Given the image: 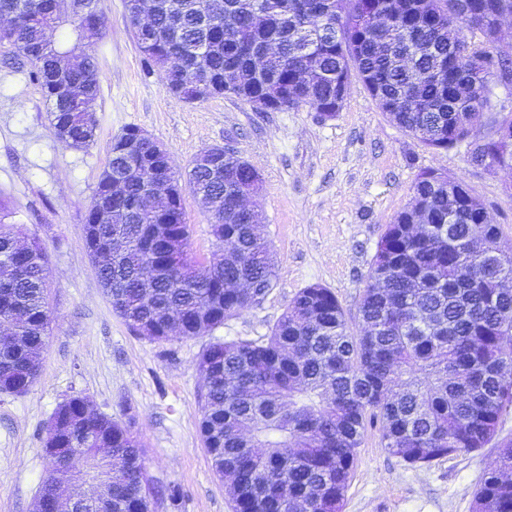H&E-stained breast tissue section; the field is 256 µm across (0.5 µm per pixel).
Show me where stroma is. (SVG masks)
Segmentation results:
<instances>
[{"label": "stroma", "instance_id": "obj_1", "mask_svg": "<svg viewBox=\"0 0 512 512\" xmlns=\"http://www.w3.org/2000/svg\"><path fill=\"white\" fill-rule=\"evenodd\" d=\"M105 36L86 39L101 73L97 130L84 149L55 137L41 88L24 58L0 51V200L24 242L47 255L51 334L40 375L20 396L0 395V512H34L50 461L41 440L54 410L79 394L99 412L131 424L158 489L154 512H233L212 469L199 421L204 380L197 366L211 342L268 335L302 288L331 289L349 324L387 224L411 202L425 170L462 178L512 248V171L471 164L467 144L436 151L401 131L352 78L340 112L302 105L258 112L228 95L186 103L150 70L128 23L125 0H98ZM143 129L169 153L177 175L212 146H229L262 177L260 211L277 277L265 299L214 331L152 341L113 310L88 257L86 211L113 138ZM191 247L213 248L208 213L183 188ZM497 459L494 446L411 465L387 452L379 427L366 429L342 512H472L477 484Z\"/></svg>", "mask_w": 512, "mask_h": 512}]
</instances>
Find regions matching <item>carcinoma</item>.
Instances as JSON below:
<instances>
[{"mask_svg": "<svg viewBox=\"0 0 512 512\" xmlns=\"http://www.w3.org/2000/svg\"><path fill=\"white\" fill-rule=\"evenodd\" d=\"M479 0H224V14H202L205 0H156L151 20L131 22L148 66L169 91L186 87V101L218 75L230 82L218 94L247 101L268 89L317 106L336 100L343 82L360 77L379 109L403 131L433 150L466 142L470 161L482 164L477 140L492 142L505 115L496 110L485 77L493 25ZM381 10L378 28L356 20ZM13 16L8 47L21 56L38 51L46 34L61 31L54 46L59 70L28 58L43 91L54 135L68 147H87L86 105L97 100L99 69L83 53L71 62L81 32L61 21L54 0H0ZM276 56L264 57L268 45ZM478 101L482 129L461 123ZM146 150L125 129L112 141L88 208L89 255L125 244L120 266L102 268L100 284L113 310L150 340L198 336L249 308L237 282L272 286L275 259L258 211L241 207L238 189L253 167L235 155L220 163L224 175L190 162L189 184L209 200L216 241L199 261L190 246L181 188L169 209L157 212L147 187L173 172L169 158L136 167ZM423 171L413 185L423 209H404L387 225L350 331L335 294L321 285L303 288L270 335L215 341L200 355L206 376L200 434L212 469L228 477L235 512H340L366 424L382 423L386 450L411 465L470 454L496 435L512 406V253L495 245L496 224L476 226L484 205L464 195L451 201ZM105 211L104 224H93ZM157 275L146 286L143 269ZM0 394L22 395L35 382L48 343L50 311L45 253L19 243L0 221ZM89 440L81 452L92 479L111 481L112 512H144L145 448L131 426L98 412L80 395L61 402L42 439L53 460L40 494L84 477L55 461L61 448ZM101 447L112 456L98 454ZM512 441L499 448L498 465L474 492L473 512H512Z\"/></svg>", "mask_w": 512, "mask_h": 512, "instance_id": "obj_1", "label": "carcinoma"}]
</instances>
